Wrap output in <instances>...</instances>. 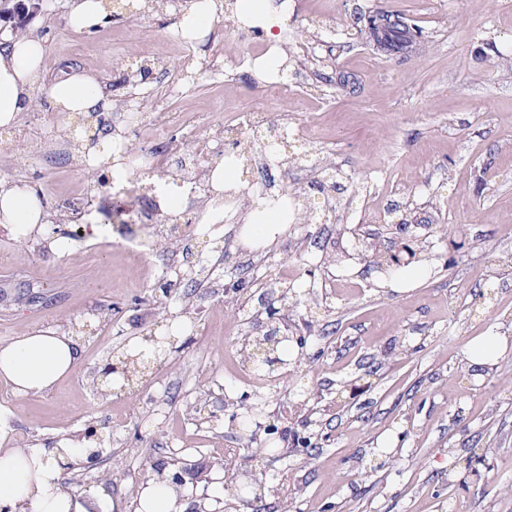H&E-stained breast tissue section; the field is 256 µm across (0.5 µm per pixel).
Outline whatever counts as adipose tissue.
I'll list each match as a JSON object with an SVG mask.
<instances>
[{
	"label": "adipose tissue",
	"mask_w": 512,
	"mask_h": 512,
	"mask_svg": "<svg viewBox=\"0 0 512 512\" xmlns=\"http://www.w3.org/2000/svg\"><path fill=\"white\" fill-rule=\"evenodd\" d=\"M223 10V0H188L176 31L188 41L203 43ZM234 10L240 18L254 20L272 39L288 21L280 0H235ZM43 59L41 41L31 37H9L0 49V127L16 126L42 90L53 111L67 118H88L111 108L97 81L73 76L44 85ZM50 222L31 189L0 179V224H16L29 232ZM80 359L73 337L45 329L0 346V376L16 394L39 393L73 371ZM90 452L88 446L65 441L49 450L0 453V512H84L78 494L64 490L62 472L67 461Z\"/></svg>",
	"instance_id": "ef3b65f1"
}]
</instances>
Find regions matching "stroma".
Here are the masks:
<instances>
[{"label": "stroma", "mask_w": 512, "mask_h": 512, "mask_svg": "<svg viewBox=\"0 0 512 512\" xmlns=\"http://www.w3.org/2000/svg\"><path fill=\"white\" fill-rule=\"evenodd\" d=\"M300 2L288 13L284 92L252 67L256 36L239 39L229 9L188 58L171 4L76 33L67 0H55L28 24L45 46V84L96 79L132 151L153 149L155 118L176 112L185 125L166 152L212 163L220 145L249 144L239 118L260 112L259 137L287 130L293 161L269 171L248 162L257 187L310 194L325 162L342 178L340 190L314 195L332 205L322 222L288 225L258 252L234 222L168 242L172 225L207 208L191 200L164 213L150 192L133 201L160 242L145 256L97 211V232L69 249L0 224V345L50 328L81 350L47 391L20 396L0 378V451L92 435L96 459L72 460L64 484L105 490L108 512H134L159 463L184 474L182 512H512V0ZM375 7L422 26L426 50L402 62L367 45L356 18ZM145 42L152 57L140 53ZM136 64L152 75L141 123L124 126L122 74ZM338 70L357 77L359 94L325 82ZM215 111L223 128L209 121ZM78 145L43 93L0 132V178L37 189L66 231L78 221L73 194H102ZM347 227L385 250L402 234L418 240V278L391 283L342 259ZM293 284L314 305L269 318ZM183 320L179 349L102 392L104 364ZM284 327L287 364L257 377L244 338ZM488 336L507 348L477 374L465 351Z\"/></svg>", "instance_id": "1"}]
</instances>
